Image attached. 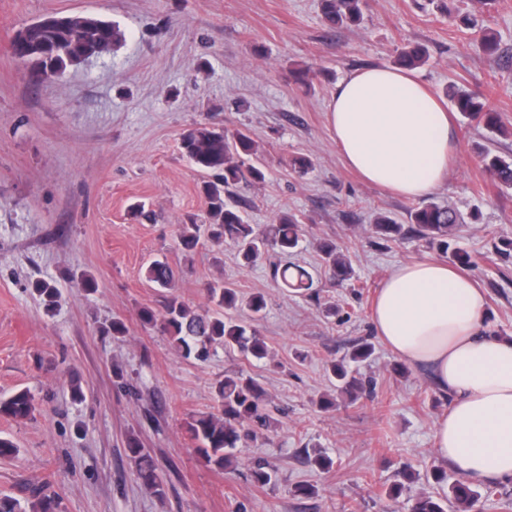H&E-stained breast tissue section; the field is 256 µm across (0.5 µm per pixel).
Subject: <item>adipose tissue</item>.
Wrapping results in <instances>:
<instances>
[{"label": "adipose tissue", "instance_id": "1", "mask_svg": "<svg viewBox=\"0 0 512 512\" xmlns=\"http://www.w3.org/2000/svg\"><path fill=\"white\" fill-rule=\"evenodd\" d=\"M326 117L346 165L364 181L420 198L446 182L456 142L447 112L409 73L370 67L336 87ZM486 298L441 260L390 269L371 307L375 335L426 370L448 404L433 434L435 463L479 484L512 478V337L484 327Z\"/></svg>", "mask_w": 512, "mask_h": 512}]
</instances>
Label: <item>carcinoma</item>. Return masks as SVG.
Returning <instances> with one entry per match:
<instances>
[{"label": "carcinoma", "mask_w": 512, "mask_h": 512, "mask_svg": "<svg viewBox=\"0 0 512 512\" xmlns=\"http://www.w3.org/2000/svg\"><path fill=\"white\" fill-rule=\"evenodd\" d=\"M367 0H321L322 17L330 28L358 25L363 19ZM480 44L485 54L498 51V38L489 28L480 29ZM124 33L114 23L87 15H51L19 29L10 41L11 55L31 70L47 77H58L69 67L81 64L112 51L122 41ZM429 60L426 47L413 45L401 49L396 64L403 69H417ZM449 97L456 111L483 121L497 134H506L497 113L486 107L482 98L463 89L454 88ZM181 150L189 162L208 180L202 184L207 201L208 237L217 242L229 240L239 249L249 264H255L272 252L282 257L292 255L299 246L303 228L293 216H282L275 224L263 229L247 223L240 211L226 197L229 188L242 182L261 184L265 172L248 160L257 155L258 147L247 133L231 132L216 124L190 128L181 136ZM481 162L495 184L512 189V156H502L488 148L480 149ZM410 229L381 215L374 224V233L387 242L404 239L407 231L417 239L441 252L448 251V239L454 234L461 217L451 206L434 202L422 203L408 211ZM201 225L196 220L182 226L178 244L185 252L194 251L200 241ZM322 258L332 275L340 280L351 276V264L336 243L321 245ZM281 283L295 291L311 286V276L303 268L285 264L277 269ZM145 278L161 290L172 287L174 272L168 262L154 260L145 269ZM31 287L44 305L52 309L59 303L56 286L47 280H36ZM211 308L198 311L169 294L164 296V314L159 315L150 307L139 311V320L145 327L158 328L168 335L174 346L187 357L206 360L218 346L236 348L245 356L264 359L269 349L250 325L237 320L232 312L246 304L256 319L266 309L265 297L254 295L248 300L240 298L236 289L222 281L208 283L206 287ZM330 372L339 382L340 395L349 403L359 399L364 391L362 380L353 375L345 364L331 365ZM218 411L200 415L187 424L188 432L197 444V451L209 466L218 470L237 462L236 449L243 441L254 440L269 428L267 412L268 392L254 378L233 372L214 384ZM35 411L34 396L26 389L8 396H0V416L15 421L30 418ZM128 456L135 463V473L140 484L153 494L165 495V483L159 474L152 454L131 437L127 440ZM497 494L496 488H477L465 481L448 484V493L434 497L423 495L411 506V512H476L482 500ZM55 498L41 492L33 495L27 506L10 496H0V512H56Z\"/></svg>", "instance_id": "carcinoma-1"}]
</instances>
